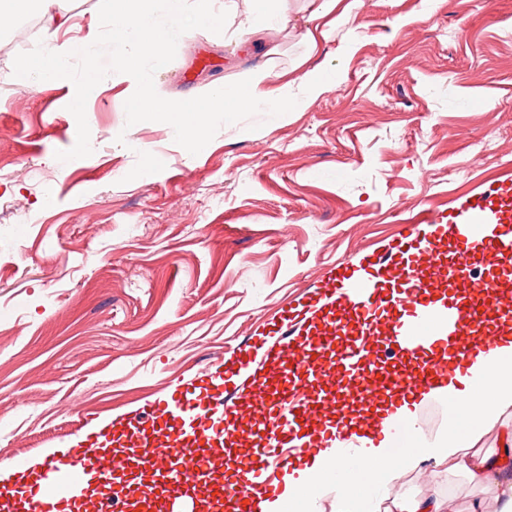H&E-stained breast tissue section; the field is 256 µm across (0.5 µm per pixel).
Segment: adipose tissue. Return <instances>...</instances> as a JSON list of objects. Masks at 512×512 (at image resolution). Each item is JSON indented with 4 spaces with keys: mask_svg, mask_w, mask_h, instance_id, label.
I'll list each match as a JSON object with an SVG mask.
<instances>
[{
    "mask_svg": "<svg viewBox=\"0 0 512 512\" xmlns=\"http://www.w3.org/2000/svg\"><path fill=\"white\" fill-rule=\"evenodd\" d=\"M52 2L0 0V17L17 25L36 16L44 24L41 49L17 62L19 74L31 83L54 81L72 62L81 63L78 82L83 95L75 100L80 112L86 97L103 81L95 64L98 33L92 29L80 39L58 42L67 19L52 12ZM188 2L105 0L113 70L127 81L126 98L140 123L165 125L180 142L199 151L208 145L204 130L212 113H223L229 120L246 111L282 115L335 80L332 71L308 72L290 81L256 67L238 83H217L178 98L161 96L142 75L141 63L147 58L154 68L163 67L180 19L189 13L199 27L218 34L224 30V11L213 0H196L193 9ZM358 5L359 0H307L309 44L329 39L334 16L349 14ZM491 331L492 350L477 345L461 356L448 325L438 324L431 337L434 347L439 357L461 356V371L436 379L427 390L419 388L405 396L381 393L374 408L377 427L323 437L309 464L285 474L282 494L251 491L249 512H318V500L329 486L335 491L334 512H381L382 490L428 462L450 472L464 471L471 482L494 487L512 507V320H496ZM428 400L448 406L447 426L432 436L417 425L418 408ZM489 423L501 426L500 448L492 454H474Z\"/></svg>",
    "mask_w": 512,
    "mask_h": 512,
    "instance_id": "adipose-tissue-1",
    "label": "adipose tissue"
}]
</instances>
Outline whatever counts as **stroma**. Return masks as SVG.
<instances>
[{
	"mask_svg": "<svg viewBox=\"0 0 512 512\" xmlns=\"http://www.w3.org/2000/svg\"><path fill=\"white\" fill-rule=\"evenodd\" d=\"M278 6L281 24L231 39L183 19L155 84L178 96L259 65L333 69L335 85L278 120L213 113L202 152L136 123L107 52L77 113L72 75L17 71L39 23L0 36V465L214 373L343 267L512 178V0H363L315 48L304 0ZM266 380L233 417L252 452L288 378ZM435 495L502 510L494 488L433 466L384 506Z\"/></svg>",
	"mask_w": 512,
	"mask_h": 512,
	"instance_id": "1",
	"label": "stroma"
}]
</instances>
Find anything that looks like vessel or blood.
Listing matches in <instances>:
<instances>
[{
  "label": "vessel or blood",
  "mask_w": 512,
  "mask_h": 512,
  "mask_svg": "<svg viewBox=\"0 0 512 512\" xmlns=\"http://www.w3.org/2000/svg\"><path fill=\"white\" fill-rule=\"evenodd\" d=\"M512 199V183L503 181L497 187L466 197L460 204V214L465 224L480 228L491 221H504L502 207ZM443 224L430 222L428 229L412 225L408 235L391 248L390 258L362 263L344 274L338 285L325 289L321 304H310L299 310H290L282 317L283 328L275 335L266 337L259 348L245 357L225 362L226 375H238L239 384L233 387L232 400H225L222 384L213 376L198 378L181 384L172 394L146 402L142 411L152 423L158 424L164 438V451L146 452L143 444L130 443L122 460H114L98 449L89 446L87 438L80 437L71 445L53 449L43 459L21 458L14 460L10 469L16 473L30 472L34 481L18 485L15 493L27 512H82L80 489L90 476L110 479L115 464L129 466L142 453H149L153 467L163 470L169 482L172 498L180 499L205 482L218 456L211 449L213 441L229 434L226 422L235 408L243 407L251 399L249 378L252 371L264 367L272 360H280L294 385L285 392L273 414L276 426L256 457L249 459L245 467L255 485L267 490L281 484V472L291 458L301 456L313 446V410L298 388L304 376L311 370L302 361L289 358L288 349L296 341L297 328L305 327L314 320H321V336L347 332L352 343H365L370 334V323L377 316L380 296L375 290L379 279L399 280L400 286L391 294L390 314L394 322H409V335L425 336L432 322L430 307L433 303V282L423 279L415 270L405 265L410 255H428L435 240L443 235ZM504 302L501 297L485 288L468 295L448 300V313L453 318L457 338H465L472 327L483 325L491 316L500 312ZM347 308L354 312L353 326L342 327L335 321L326 320L325 311ZM357 377L368 388L382 385L405 389L409 381L397 372L384 378L365 370H357Z\"/></svg>",
  "instance_id": "b4317fda"
}]
</instances>
